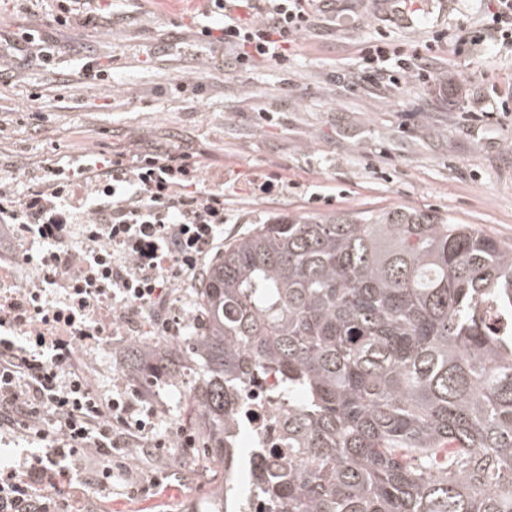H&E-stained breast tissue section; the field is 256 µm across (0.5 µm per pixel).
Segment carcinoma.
I'll list each match as a JSON object with an SVG mask.
<instances>
[{"instance_id": "cac0c4a2", "label": "carcinoma", "mask_w": 512, "mask_h": 512, "mask_svg": "<svg viewBox=\"0 0 512 512\" xmlns=\"http://www.w3.org/2000/svg\"><path fill=\"white\" fill-rule=\"evenodd\" d=\"M196 320L135 344L140 384L197 364L181 422L224 512L234 390L281 375L288 455L252 459L269 512H512V246L431 210L275 214L224 244Z\"/></svg>"}]
</instances>
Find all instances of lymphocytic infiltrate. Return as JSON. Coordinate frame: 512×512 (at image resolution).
Here are the masks:
<instances>
[{
	"label": "lymphocytic infiltrate",
	"mask_w": 512,
	"mask_h": 512,
	"mask_svg": "<svg viewBox=\"0 0 512 512\" xmlns=\"http://www.w3.org/2000/svg\"><path fill=\"white\" fill-rule=\"evenodd\" d=\"M494 9L486 28L461 35L437 31L434 43H452L457 52L494 39L512 46V0H492ZM206 11L222 16L221 24L207 28L212 42L237 48L239 62L286 63L288 48L310 29V0H208ZM360 58L372 78L400 83L407 73L420 82L430 74L419 51L394 45L386 35L367 41ZM102 186L94 211L113 233H136L154 228L150 260L197 256L203 251L200 225L224 224V190L207 186L206 172L184 151L150 147L136 161L113 154L107 163L67 171L48 165L37 191L0 192V223L45 224L65 222L57 207L71 199L76 182ZM19 201L18 211L4 208L5 199ZM124 396L99 398L82 380L70 357L60 356L56 367H42L24 345L0 336V433L17 432L27 441L55 449L51 465L60 475L75 458L115 457L123 472L132 464L125 448L142 445L155 428L151 415L123 417Z\"/></svg>",
	"instance_id": "f902f5d3"
}]
</instances>
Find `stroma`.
Masks as SVG:
<instances>
[{
  "label": "stroma",
  "mask_w": 512,
  "mask_h": 512,
  "mask_svg": "<svg viewBox=\"0 0 512 512\" xmlns=\"http://www.w3.org/2000/svg\"><path fill=\"white\" fill-rule=\"evenodd\" d=\"M335 4L315 12L287 65L242 69L205 36L216 20L195 0H114L94 27H61L45 8L0 0V43L13 64L0 80V176L31 187L47 165L76 169L153 145L189 151L222 175L228 239L276 213L404 206L449 214L512 245V119L499 112L512 90V50L489 40L468 56L448 45L429 57V82L410 74L397 86L369 78L359 59L362 42L382 33L411 51L442 29L482 28L489 0H421L411 27L398 21L394 0ZM21 28L58 45L52 65L15 46ZM89 53L109 76L88 88ZM475 112L494 118L482 126ZM259 178L274 190L260 192ZM193 378L189 368L176 385L126 387V397L158 410L165 446L134 458L143 480L163 478L164 491L129 499L120 474L102 486L94 466L76 460L55 493L67 512H204L208 487L184 476L178 423Z\"/></svg>",
  "instance_id": "obj_1"
}]
</instances>
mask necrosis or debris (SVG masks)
Returning a JSON list of instances; mask_svg holds the SVG:
<instances>
[{"mask_svg":"<svg viewBox=\"0 0 512 512\" xmlns=\"http://www.w3.org/2000/svg\"><path fill=\"white\" fill-rule=\"evenodd\" d=\"M75 224H9L5 227L8 244L0 249V334L30 337L63 336L76 348L77 356L91 362L96 356L98 336H151L162 330V319L188 326L191 296L189 268L168 276V287L155 292L152 307L132 309L128 301L90 294L81 317L67 326L42 320V309L66 310L73 306L77 280L90 273L89 257L100 258L103 271L115 282L136 276L153 279L157 270L144 253L147 240L129 247L112 241L109 225L93 224L80 215ZM288 397L281 377L268 372L241 385L237 392L236 429L240 442L260 453L284 450L287 437ZM50 453L32 456L10 452L0 464V484L11 487L27 480L31 473L42 476L40 490L54 481L49 468Z\"/></svg>","mask_w":512,"mask_h":512,"instance_id":"necrosis-or-debris-1","label":"necrosis or debris"}]
</instances>
